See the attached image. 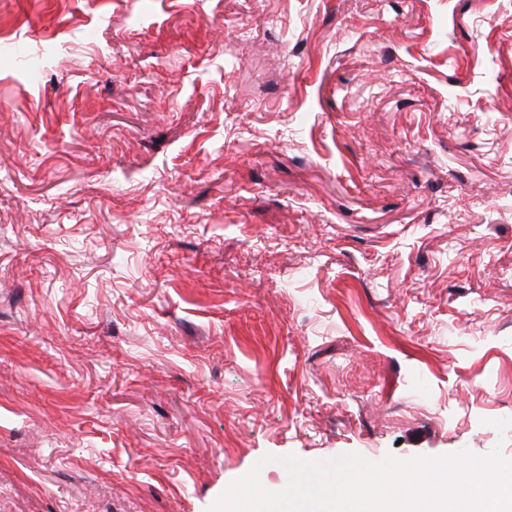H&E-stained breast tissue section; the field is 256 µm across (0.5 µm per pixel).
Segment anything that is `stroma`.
<instances>
[{
	"mask_svg": "<svg viewBox=\"0 0 512 512\" xmlns=\"http://www.w3.org/2000/svg\"><path fill=\"white\" fill-rule=\"evenodd\" d=\"M503 420L512 0H0V512Z\"/></svg>",
	"mask_w": 512,
	"mask_h": 512,
	"instance_id": "1",
	"label": "stroma"
}]
</instances>
